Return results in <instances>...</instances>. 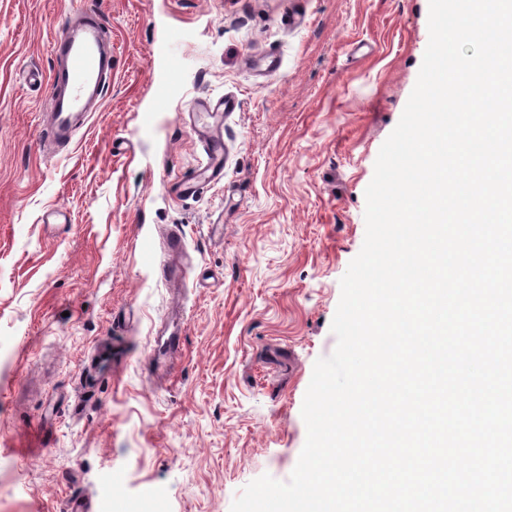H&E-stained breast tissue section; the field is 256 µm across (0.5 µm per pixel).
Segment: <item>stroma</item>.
Instances as JSON below:
<instances>
[{
    "mask_svg": "<svg viewBox=\"0 0 512 512\" xmlns=\"http://www.w3.org/2000/svg\"><path fill=\"white\" fill-rule=\"evenodd\" d=\"M73 0H0V512H230L287 481L329 356L365 190L416 84L429 0H96L104 100L54 154L37 140L51 40ZM176 35L180 89L150 52ZM224 116V178L195 194L192 99ZM65 224L43 223L52 208ZM188 277L155 275L164 233ZM183 338L171 367L153 340ZM116 355L115 368L101 362ZM159 44L160 45L156 50V56L163 60L165 67L170 71L169 78L160 82L156 88L155 100L157 103L161 104L167 101L172 89L175 86V82L170 75L173 69L175 56L171 50L172 46L169 44V41L166 37H162Z\"/></svg>",
    "mask_w": 512,
    "mask_h": 512,
    "instance_id": "stroma-1",
    "label": "stroma"
}]
</instances>
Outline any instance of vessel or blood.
<instances>
[{"mask_svg": "<svg viewBox=\"0 0 512 512\" xmlns=\"http://www.w3.org/2000/svg\"><path fill=\"white\" fill-rule=\"evenodd\" d=\"M50 50L54 65L46 79L48 110L42 144L64 148L106 94V76L112 71V42L102 13L89 0H80L68 12ZM233 109L234 103L227 97L201 99L192 105L199 117L194 128L205 154L201 169L205 178L224 177V126L213 123L212 116Z\"/></svg>", "mask_w": 512, "mask_h": 512, "instance_id": "vessel-or-blood-1", "label": "vessel or blood"}]
</instances>
